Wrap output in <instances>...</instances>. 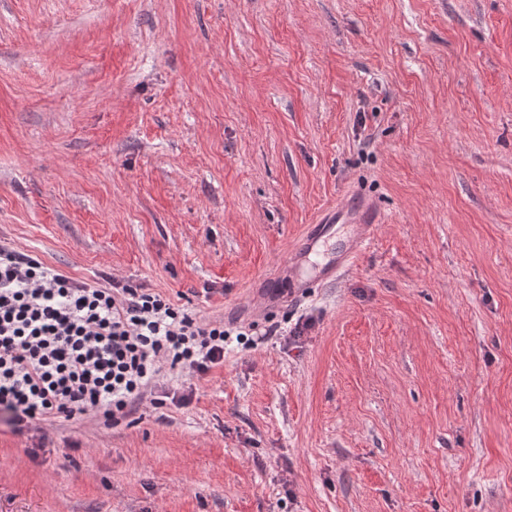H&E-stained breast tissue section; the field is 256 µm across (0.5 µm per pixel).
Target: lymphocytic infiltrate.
Returning <instances> with one entry per match:
<instances>
[{
  "label": "lymphocytic infiltrate",
  "mask_w": 512,
  "mask_h": 512,
  "mask_svg": "<svg viewBox=\"0 0 512 512\" xmlns=\"http://www.w3.org/2000/svg\"><path fill=\"white\" fill-rule=\"evenodd\" d=\"M230 335L149 289L80 281L0 245V425L13 432L89 413L117 426L146 398L164 408L166 380L223 364Z\"/></svg>",
  "instance_id": "obj_1"
}]
</instances>
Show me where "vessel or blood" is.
<instances>
[{"instance_id":"obj_1","label":"vessel or blood","mask_w":512,"mask_h":512,"mask_svg":"<svg viewBox=\"0 0 512 512\" xmlns=\"http://www.w3.org/2000/svg\"><path fill=\"white\" fill-rule=\"evenodd\" d=\"M383 221L384 217L374 200L360 196L355 206L339 204L327 219L311 225L288 255V267L295 272V278L290 282L292 292L301 294L313 285H330L339 280L362 256ZM338 224H347L352 228L346 246L326 261L309 263V255Z\"/></svg>"}]
</instances>
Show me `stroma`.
<instances>
[{
  "mask_svg": "<svg viewBox=\"0 0 512 512\" xmlns=\"http://www.w3.org/2000/svg\"><path fill=\"white\" fill-rule=\"evenodd\" d=\"M353 193L372 244L289 297ZM0 244L252 338L0 429V512H512V0H0ZM384 217L373 199L367 196L356 198V207L346 203L336 206L330 216L320 224H312L300 243L288 255V268L295 271L290 282L293 293L303 294L314 284L330 285L339 280L362 256ZM335 224H349L352 233L346 246L328 260L310 264L307 259L320 241L332 233Z\"/></svg>",
  "mask_w": 512,
  "mask_h": 512,
  "instance_id": "1",
  "label": "stroma"
}]
</instances>
